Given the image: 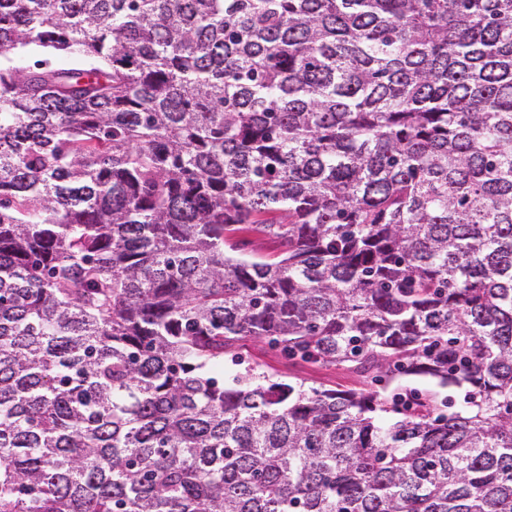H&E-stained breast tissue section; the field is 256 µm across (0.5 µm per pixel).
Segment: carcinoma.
Masks as SVG:
<instances>
[{"label":"carcinoma","mask_w":512,"mask_h":512,"mask_svg":"<svg viewBox=\"0 0 512 512\" xmlns=\"http://www.w3.org/2000/svg\"><path fill=\"white\" fill-rule=\"evenodd\" d=\"M0 55V512H512V0H0ZM12 64L19 67L32 66L34 62L46 60L52 65H65L69 62L67 56L54 55L35 46H28L9 54ZM235 238L244 253L267 254L279 249L275 239L255 232L242 231ZM237 352L245 363L234 365L229 357L224 358V380L227 381L247 362L259 364L273 375L285 380L302 382L305 387L355 389L361 387L360 377L342 365H322L288 360L264 342L252 337L243 338Z\"/></svg>","instance_id":"1"}]
</instances>
